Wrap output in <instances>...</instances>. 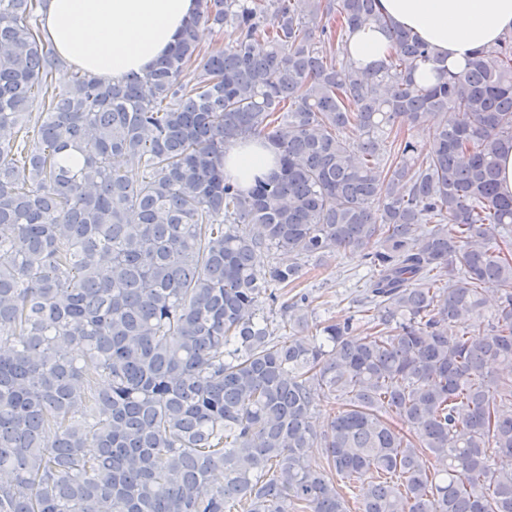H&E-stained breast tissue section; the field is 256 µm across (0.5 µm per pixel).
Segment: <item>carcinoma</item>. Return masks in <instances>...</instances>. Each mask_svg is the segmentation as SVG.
<instances>
[{
	"instance_id": "1",
	"label": "carcinoma",
	"mask_w": 512,
	"mask_h": 512,
	"mask_svg": "<svg viewBox=\"0 0 512 512\" xmlns=\"http://www.w3.org/2000/svg\"><path fill=\"white\" fill-rule=\"evenodd\" d=\"M378 2L199 0L111 82L59 60L43 0H0V512H512V34L450 72ZM371 23L391 49L359 70ZM248 138L280 168L245 192ZM345 251L367 335H278L309 327L281 301L302 266ZM351 58L357 67H367L383 58L391 48L385 32L376 24L363 25L351 33L348 41ZM278 168L273 150L253 140L229 146L224 152V175L245 190L253 186L256 178L267 177Z\"/></svg>"
}]
</instances>
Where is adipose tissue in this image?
Listing matches in <instances>:
<instances>
[{"instance_id":"1","label":"adipose tissue","mask_w":512,"mask_h":512,"mask_svg":"<svg viewBox=\"0 0 512 512\" xmlns=\"http://www.w3.org/2000/svg\"><path fill=\"white\" fill-rule=\"evenodd\" d=\"M380 10L416 33L444 58L463 68L467 54L495 45L512 31V0H379ZM197 11V0H47L45 36L64 59L105 80L143 74L179 39ZM348 48L358 67L383 58L391 48L376 24L351 33ZM273 150L249 140L226 148L224 174L249 189L277 172Z\"/></svg>"}]
</instances>
